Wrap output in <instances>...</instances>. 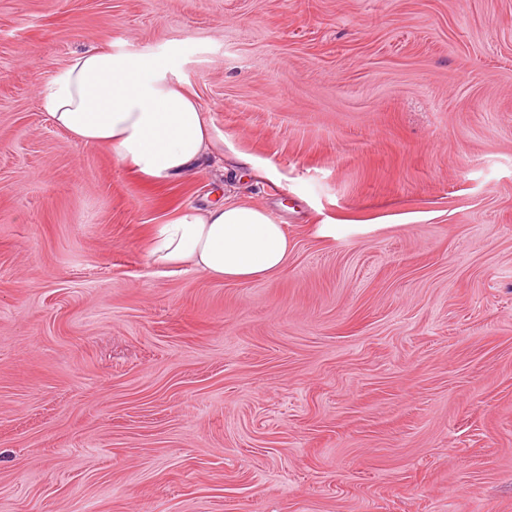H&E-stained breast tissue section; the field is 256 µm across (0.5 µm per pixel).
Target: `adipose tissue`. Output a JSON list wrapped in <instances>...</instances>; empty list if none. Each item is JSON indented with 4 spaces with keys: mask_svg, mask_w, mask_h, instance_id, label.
I'll list each match as a JSON object with an SVG mask.
<instances>
[{
    "mask_svg": "<svg viewBox=\"0 0 512 512\" xmlns=\"http://www.w3.org/2000/svg\"><path fill=\"white\" fill-rule=\"evenodd\" d=\"M38 97L55 126L83 145L107 147L153 183L184 176L216 147L207 110L162 56L89 49ZM290 250L285 225L263 208L231 202L181 209L154 228L147 256L157 267L187 265L210 278L249 282L284 270Z\"/></svg>",
    "mask_w": 512,
    "mask_h": 512,
    "instance_id": "obj_1",
    "label": "adipose tissue"
}]
</instances>
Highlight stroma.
<instances>
[{"instance_id": "obj_1", "label": "stroma", "mask_w": 512, "mask_h": 512, "mask_svg": "<svg viewBox=\"0 0 512 512\" xmlns=\"http://www.w3.org/2000/svg\"><path fill=\"white\" fill-rule=\"evenodd\" d=\"M92 47L168 58L214 157L56 128ZM224 199L286 271L150 266ZM0 512H512V0H0Z\"/></svg>"}]
</instances>
